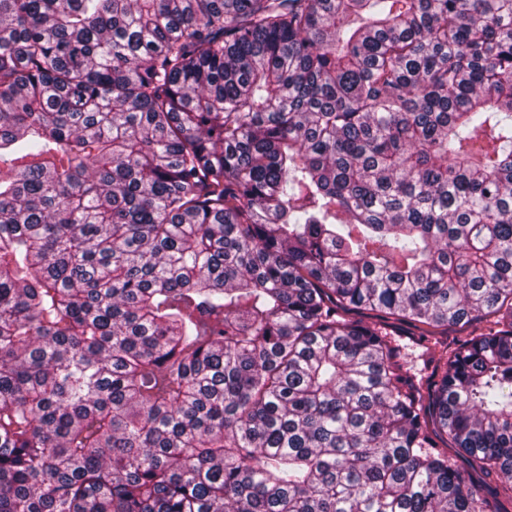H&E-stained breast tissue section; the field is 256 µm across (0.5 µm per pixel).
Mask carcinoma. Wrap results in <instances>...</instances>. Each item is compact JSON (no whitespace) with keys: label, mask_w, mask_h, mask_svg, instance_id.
<instances>
[{"label":"carcinoma","mask_w":512,"mask_h":512,"mask_svg":"<svg viewBox=\"0 0 512 512\" xmlns=\"http://www.w3.org/2000/svg\"><path fill=\"white\" fill-rule=\"evenodd\" d=\"M505 502L512 0H0V512Z\"/></svg>","instance_id":"carcinoma-1"}]
</instances>
